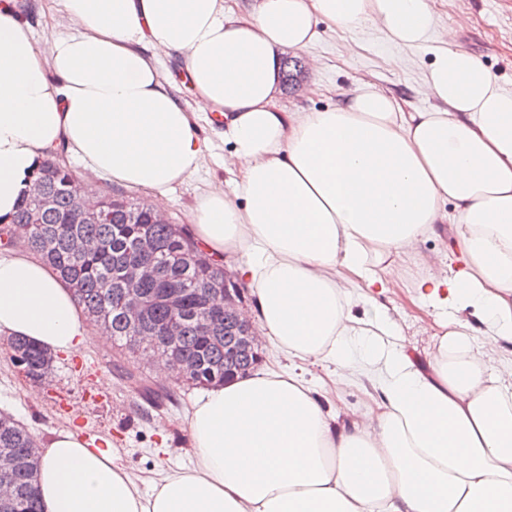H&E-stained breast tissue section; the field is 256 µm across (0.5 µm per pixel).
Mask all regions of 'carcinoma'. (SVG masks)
<instances>
[{"instance_id": "obj_1", "label": "carcinoma", "mask_w": 512, "mask_h": 512, "mask_svg": "<svg viewBox=\"0 0 512 512\" xmlns=\"http://www.w3.org/2000/svg\"><path fill=\"white\" fill-rule=\"evenodd\" d=\"M74 173L53 161H45L34 177V189L53 198L48 210H36V196L24 197L13 225L0 227V239L16 242L38 255L72 288L87 318L113 345L128 355L114 364L125 380L152 403L176 400L175 387L222 384L250 372L259 355L230 354L244 335L245 324L234 311L217 309V318L207 326L200 315L214 309L213 299L232 287L224 277V266L205 252L181 227L153 224L152 207L145 201L106 194L109 217L88 224L71 207ZM149 236L155 244L152 261L157 274L144 282L138 296L137 320L127 314L130 294L122 281L124 268L138 260L137 241ZM178 320L179 335L173 340L177 353L194 361L196 371L175 379L174 387L156 390L140 370L135 357H166L161 336L164 328ZM12 361L34 379L45 377L53 358L24 337L10 341ZM38 442L32 432L9 415L0 413V453L14 457L16 465L3 481L13 485L12 501L0 503V512H39L34 485L40 470Z\"/></svg>"}]
</instances>
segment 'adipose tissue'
Wrapping results in <instances>:
<instances>
[{"label":"adipose tissue","mask_w":512,"mask_h":512,"mask_svg":"<svg viewBox=\"0 0 512 512\" xmlns=\"http://www.w3.org/2000/svg\"><path fill=\"white\" fill-rule=\"evenodd\" d=\"M73 22L34 29L0 0V226L11 224L42 160L165 193L212 149L196 116H224L233 193L206 192L195 236L255 296L262 337L301 361L355 366L382 412L334 428L315 391L280 368L213 386L188 410L192 461L149 490L110 441L76 429L42 446L41 512H512V360L455 328L419 366L380 317L353 305L386 290L385 257L412 255L436 225L457 226L448 265L416 282L448 319L480 310L490 341L512 340V81L473 53L435 47L432 112L404 111L366 85L321 112L278 103V53L312 44L325 22L371 21L404 47L427 44L430 0H60ZM183 59L195 101L169 90L160 54ZM353 271L362 290L344 287ZM0 335L75 352L89 332L71 288L41 258L0 256Z\"/></svg>","instance_id":"adipose-tissue-1"}]
</instances>
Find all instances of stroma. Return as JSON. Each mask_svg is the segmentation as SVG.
Wrapping results in <instances>:
<instances>
[{
	"label": "stroma",
	"mask_w": 512,
	"mask_h": 512,
	"mask_svg": "<svg viewBox=\"0 0 512 512\" xmlns=\"http://www.w3.org/2000/svg\"><path fill=\"white\" fill-rule=\"evenodd\" d=\"M431 5L436 26L431 45L423 48L392 45L370 22L349 32L320 23L319 39L294 54L304 66V77L299 86H281L282 104L315 112L336 106L345 93L370 83L398 97L406 111L432 110L436 101L425 89L424 74L433 47L448 43L473 52L492 72L512 80V0H431ZM228 155V146L215 142L205 158L204 179H188L166 195L152 197V204L164 210L170 222L189 224L202 191L227 180L223 162ZM456 236L454 224H441L435 235L419 243L414 255L390 256L400 278L377 296L375 306L351 309L357 320L379 315L395 323L399 344L422 366L433 336L442 328L436 311L420 300L414 282L423 265L447 262ZM55 359L45 379H30L10 360L8 339L0 336V412L12 415L43 443L54 432L73 426L91 439H108L123 462L142 477L161 467L189 464L186 410L198 389L179 390L176 403L150 406L118 376L113 368L117 356L98 335L91 336L85 348L56 354ZM300 375L320 393L334 427L344 426L347 412L379 411V391L363 372L317 362L305 365Z\"/></svg>",
	"instance_id": "obj_1"
}]
</instances>
